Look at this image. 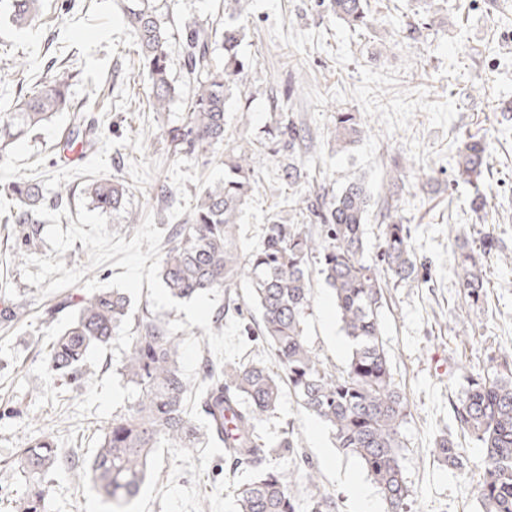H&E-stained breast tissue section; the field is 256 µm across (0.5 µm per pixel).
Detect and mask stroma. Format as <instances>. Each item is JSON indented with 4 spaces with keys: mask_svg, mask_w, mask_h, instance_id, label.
Here are the masks:
<instances>
[{
    "mask_svg": "<svg viewBox=\"0 0 512 512\" xmlns=\"http://www.w3.org/2000/svg\"><path fill=\"white\" fill-rule=\"evenodd\" d=\"M124 0H42L35 24L19 29L0 13V105L22 99L40 79L71 73V97L87 120L100 123L98 142L74 161H64L73 115L56 113L35 133L0 157V185L41 180L46 188L69 185V228L89 179L114 176L129 188L126 213L108 220V231L132 239L128 223L145 212L156 228L187 223L202 188L222 178L218 156H174L164 132L185 116L182 99L167 111L148 109V85L139 50L128 39L120 6ZM168 4L167 51L171 76L182 84L179 36L185 24L207 31L224 27V0H156ZM374 30L358 34L330 15L318 0H249L248 32L242 46L258 63L247 74L241 98L226 107L225 129L237 142L263 139L272 92L290 75L301 80L296 112L307 129L305 189L335 194L348 177L365 175L374 194L394 191L411 226L421 257L433 276L385 292L383 336L392 372L410 414L403 428L404 469L413 489L410 512H481L477 485L483 472L480 442L464 432L455 410L474 366L512 370V0H442L434 26L418 40L403 31L422 10L421 0H371ZM24 58L25 72L13 62ZM355 112L362 140L337 151L330 138L337 108ZM488 142L487 170L478 188L455 185L456 149L464 136ZM244 209L238 229L242 246L257 247L265 222L286 207L289 189L271 162ZM169 184L165 197L150 194ZM13 207L0 196V308L22 306L20 321L0 318V405L23 410L20 419L0 420V512H14L17 473L2 467L27 438H49L60 453L88 460L102 428L124 411L132 391L116 372L125 346L92 351V374L79 388L47 369L52 336L71 311L48 316L54 295H41L14 262ZM497 247L486 265L479 301L465 296L457 274L458 236L478 247L484 233ZM314 291L306 334L320 360L344 365L350 344L341 329L330 288L322 275ZM297 439L300 458L318 473L316 485L297 479L300 505L320 492L331 494L338 512H355L353 486L377 490L360 463L343 456L330 430L291 398L262 433ZM464 456V474H453L434 456L440 437ZM252 471L233 469L220 448H160L154 473L129 512H235V490ZM51 512H109L89 482L58 474L49 487Z\"/></svg>",
    "mask_w": 512,
    "mask_h": 512,
    "instance_id": "obj_1",
    "label": "stroma"
}]
</instances>
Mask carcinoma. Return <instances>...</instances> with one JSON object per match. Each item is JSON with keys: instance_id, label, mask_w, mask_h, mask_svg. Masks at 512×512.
Returning a JSON list of instances; mask_svg holds the SVG:
<instances>
[{"instance_id": "cac0c4a2", "label": "carcinoma", "mask_w": 512, "mask_h": 512, "mask_svg": "<svg viewBox=\"0 0 512 512\" xmlns=\"http://www.w3.org/2000/svg\"><path fill=\"white\" fill-rule=\"evenodd\" d=\"M225 0L221 42L197 25L182 29L188 92L186 116L165 131L172 153L197 156L224 147V177L200 193L190 221L175 228L160 262V279L178 300L216 289L230 292L244 281L260 315L258 335L283 373L262 360H242L224 366L202 357L198 377L191 380L179 365L185 331H168V322L142 311L126 329L129 302L112 290L86 293L80 300L63 297L60 309L76 307L68 325L49 345L48 367L70 385L88 379L87 356L123 341L126 349L117 372L133 390L125 411L103 429L99 446L88 464L61 456L47 438L29 439L8 465L25 484L15 500V512H48V484L64 470L81 480L90 474L94 488L112 506L126 505L146 483L157 448H190L215 444L236 468L258 472L236 490V512H299L291 493L301 467L296 463L293 434L271 444L259 432L273 417L284 395L294 397L307 412L332 432L339 452L357 459L375 485L381 512H409L412 490L404 475L402 428L407 417L405 396L392 373L382 336L384 288L415 281L419 263L410 229L388 197L374 198L363 175L344 183L330 198L312 199L300 189L306 170L297 160L305 135L295 120L293 88L276 101L268 137L253 148L226 141L225 106L241 91L250 61L241 46L245 37L244 4ZM13 24L24 28L39 15L40 0H5ZM326 8L355 30L370 31L377 23L368 0H328ZM126 31L144 60L149 105L164 112L181 96L170 79L166 43L169 29L154 0H132L123 6ZM224 64L211 62L218 49ZM69 77L44 78L8 112H0V157L16 140L29 136L58 112H76ZM333 138L345 151L359 142L364 129L353 112L336 113ZM486 143L465 140L457 151V176L467 183L482 176ZM279 164L280 178L292 189L288 205L298 215L309 213L316 233L303 223L272 213L259 247L243 248L236 234L248 200L261 181L260 157ZM128 187L119 179L102 176L87 184L94 208L105 213L124 208ZM13 201L11 223L17 245L14 259L34 253L41 236V218L34 208L52 210L69 200L70 188L60 184L47 192L37 180L13 182L7 187ZM381 220V243L375 258L368 256L365 224L372 214ZM489 237L474 250L459 246L460 287L479 299L486 284ZM319 259L321 273L332 290L342 330L352 353L341 369L325 365L306 336L312 302L309 261ZM468 388L457 407V417L484 451L482 479L477 488L482 512H512V375L480 371L467 377ZM437 458L464 473L466 460L448 438L435 446ZM333 497L321 494L308 505L310 512H336Z\"/></svg>"}]
</instances>
